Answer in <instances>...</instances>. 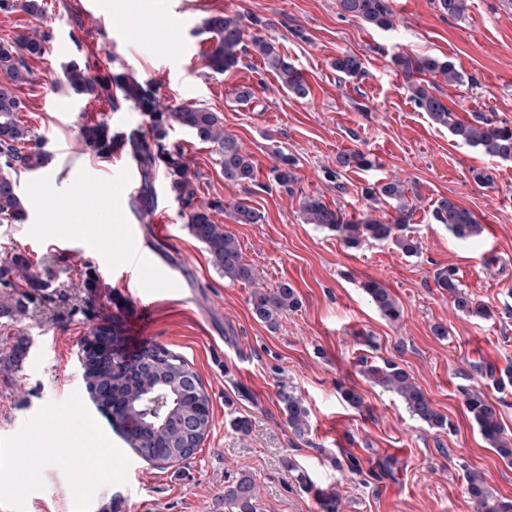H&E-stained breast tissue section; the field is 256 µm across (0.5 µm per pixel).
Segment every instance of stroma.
<instances>
[{
  "instance_id": "35a3bbf8",
  "label": "stroma",
  "mask_w": 512,
  "mask_h": 512,
  "mask_svg": "<svg viewBox=\"0 0 512 512\" xmlns=\"http://www.w3.org/2000/svg\"><path fill=\"white\" fill-rule=\"evenodd\" d=\"M390 30L340 14L337 0H43V18L23 9L0 12V40L43 29L46 56L28 60L29 81L17 88L21 118L43 141L45 168L24 172L18 190L28 217L0 223V258L26 254L32 271L49 281L59 303L29 309L17 323L0 319V336L24 338L20 367L0 366V512H229L225 486L252 477L258 512H322L315 489L340 495L339 512H476L466 477L478 471L491 492L512 498V465L491 448L464 406L465 389L478 387L498 405L512 436V385L498 390L476 371L512 368V161L493 159L436 125L411 98L394 55L449 59L474 75L476 85L451 86L429 77L430 90L457 118L481 112L512 125V0H470L464 17L451 18L438 0H388ZM268 20L274 41L304 74L310 94L296 98L261 57L249 56L223 74L205 65L211 45L200 26L211 14ZM303 29L297 39L294 29ZM357 54L364 73L339 76L332 60ZM152 80L162 102L192 103L218 112L254 163L252 182L231 185L213 145L176 129L200 197L232 204L249 200L256 224L214 215L236 238L263 287L289 282L297 308L269 327L252 313L250 286L212 266L189 232L180 206L155 176V208L139 220L131 208L141 177L126 152L102 159L79 136L90 121L113 131L146 129L148 119L128 104L77 96L62 81L63 64ZM251 91L241 100L240 91ZM358 152L370 167L338 169L336 157ZM295 158L296 181L285 191L272 179L280 155ZM488 179L477 182L476 173ZM401 182L414 211L407 232L421 246L408 257L392 242L346 246L335 232L305 223L300 203L319 195L347 215L388 219L387 203L367 200L366 188ZM452 198L483 226L471 240L454 238L434 223L438 200ZM169 236L154 240L152 227ZM149 245L167 255L181 290L155 287L147 269L132 267V250ZM454 267L465 290L490 318L457 312L434 283ZM380 280L403 308L384 319L362 284ZM152 310L133 322L134 301ZM102 320L119 318L124 349L163 345L196 371L210 397L213 424L192 459L138 464L106 418L90 402L78 362L92 327L81 309ZM447 326V337L431 328ZM392 360L431 398L449 425L429 427L402 399L361 372V358ZM302 397L309 411L295 434L279 399L281 389ZM351 389L363 399L350 406ZM244 418L247 430L234 427ZM63 461L48 462L50 449ZM352 454L365 472L339 471ZM41 460L31 468V460Z\"/></svg>"
}]
</instances>
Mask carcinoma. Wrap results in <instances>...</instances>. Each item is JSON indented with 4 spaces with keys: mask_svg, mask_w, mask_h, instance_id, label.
Returning <instances> with one entry per match:
<instances>
[{
    "mask_svg": "<svg viewBox=\"0 0 512 512\" xmlns=\"http://www.w3.org/2000/svg\"><path fill=\"white\" fill-rule=\"evenodd\" d=\"M337 2L346 16L379 29L394 26L388 0ZM439 7L448 16L460 18L468 9V0H439ZM203 30L212 34V45L204 55L206 65L212 71L229 72L240 65L242 58L254 54L275 72L289 94L297 98L310 94L300 69L276 43L261 35L253 36L248 44L244 42L243 23L239 16L212 15L204 21ZM49 38L50 35L44 31L21 35L10 43H0V70L6 78L0 82V223L13 224L26 219L25 202L17 191L16 175L21 171L39 170L49 162V154L21 121L18 112L24 105L13 92V88L29 81L26 59L44 56ZM394 62L410 84L411 98L433 123L448 128L456 139L493 158L512 160L511 126L497 123L481 112L469 120H460L414 80L417 74H430L442 77L451 86L474 82L464 70L450 60L433 56L413 58L398 55ZM332 67L346 77L356 78L362 73V60L355 54L344 53L336 56ZM62 76L64 83L77 94L105 101L115 110L122 99L150 118L146 133L134 129L125 135L114 134L110 126L101 121L89 122L81 129L84 145L100 158L110 157L119 141L128 148L141 175V186L132 202L140 217L152 215L155 196L153 174L156 165L161 163L167 171L169 194L179 203L184 223L191 235L204 245L214 268L232 281L255 286L251 299L254 315L273 327L282 314L297 308L299 301L295 289L288 282L280 283L273 291L257 286L256 269L243 261L235 237L212 220L214 212L224 210V203L220 200L204 201L198 196L197 185L189 177L182 148L176 143H168L169 131L183 129L199 141L217 147L224 181L240 184L252 180L254 164L251 157L232 136L224 134V124L218 113L193 104L166 106L156 96L150 82H140L127 74H114L110 70L94 71L87 64L70 63L64 67ZM293 166L295 160L285 157L282 165L272 170L274 182L288 191L296 180ZM366 196L371 201L382 200L390 204L391 217L385 222L367 218L347 221L340 210L332 209L321 198L306 197L301 204L304 221L337 233L349 247H356L364 240L390 241L408 256L418 254V241L403 233L413 212L403 185L397 181H383L366 189ZM432 216L436 223L448 225V232L460 240L478 236L483 230L473 213L453 199L438 201ZM231 218L238 224H257L262 215L244 199L233 206ZM435 284L448 293L456 310L468 316L489 315L485 307L476 304L466 293L456 270L443 268L436 271ZM0 286L12 289L6 298L0 299V319L6 317L14 323L19 322L28 310L27 303L14 296L18 289L40 290L43 300L54 298V291L31 272V262L21 253L0 259ZM363 288L371 304L386 320L395 322L400 319V305L388 288L375 280L364 283ZM98 334L112 337L114 352L103 356L88 354L83 376L88 390L99 394L112 416L110 426L120 432L134 455L149 464L179 462L192 457L212 425L210 398L199 375L181 356L158 344L146 346L135 358H128L123 353V335L115 320L110 325L104 323L94 327L92 335ZM26 353L27 345L22 342H16L10 348L3 343L0 345V362L6 367L18 365ZM361 364L362 372L384 389L396 393L416 419L432 428L446 427L447 418L437 411L431 399L397 363L385 360L381 365H372L363 360ZM476 371L501 387L512 384V369L508 368L499 375L494 366L481 365ZM157 394L166 400V406L158 417L146 408V398ZM279 397L287 413L288 426L296 434H302L308 425V409L303 400L292 390H281ZM464 404L485 440L503 461L512 465V438L504 435L497 406L485 393L477 390L465 393ZM467 494L475 503L477 512H512V499L493 494L485 479L474 472L467 478ZM224 502L230 506L231 512H257L253 480L243 476L226 486Z\"/></svg>",
    "mask_w": 512,
    "mask_h": 512,
    "instance_id": "obj_1",
    "label": "carcinoma"
}]
</instances>
